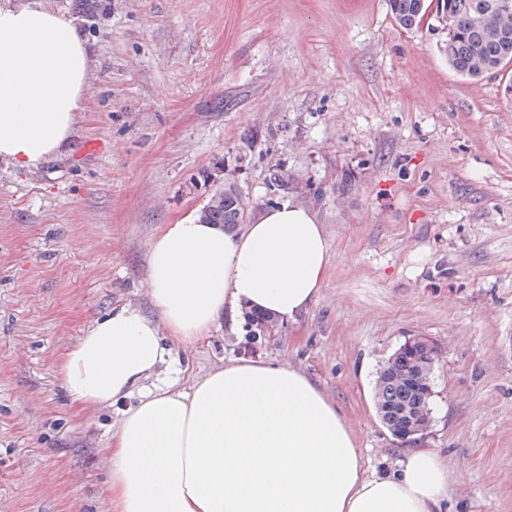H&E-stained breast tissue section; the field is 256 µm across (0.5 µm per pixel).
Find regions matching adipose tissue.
I'll list each match as a JSON object with an SVG mask.
<instances>
[{
  "label": "adipose tissue",
  "instance_id": "obj_1",
  "mask_svg": "<svg viewBox=\"0 0 512 512\" xmlns=\"http://www.w3.org/2000/svg\"><path fill=\"white\" fill-rule=\"evenodd\" d=\"M90 53L46 0H0V160L30 169L70 140ZM330 255L307 208L262 210L232 235L192 216L164 225L148 255L157 319L113 309L59 358L79 406L135 397L103 453L115 512H433L448 468L410 448L367 475L335 404L301 370L237 358L194 379L148 385L165 340L208 336L222 314L295 318L318 298Z\"/></svg>",
  "mask_w": 512,
  "mask_h": 512
}]
</instances>
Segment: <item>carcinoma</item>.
Here are the masks:
<instances>
[{"label":"carcinoma","instance_id":"cac0c4a2","mask_svg":"<svg viewBox=\"0 0 512 512\" xmlns=\"http://www.w3.org/2000/svg\"><path fill=\"white\" fill-rule=\"evenodd\" d=\"M396 22L413 29L423 22L426 0H389ZM448 22L442 52L448 66L476 80L500 72L512 62V0H439ZM198 217L231 233L245 223L247 204L231 184L214 190ZM424 343L413 342L396 357H388L376 372L373 403L391 436L418 429L431 417L429 389L435 362H422Z\"/></svg>","mask_w":512,"mask_h":512}]
</instances>
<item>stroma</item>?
<instances>
[{"label": "stroma", "mask_w": 512, "mask_h": 512, "mask_svg": "<svg viewBox=\"0 0 512 512\" xmlns=\"http://www.w3.org/2000/svg\"><path fill=\"white\" fill-rule=\"evenodd\" d=\"M50 2L91 65L64 155L0 161V512H111L102 450L121 411L74 405L56 363L112 309L155 317L149 243L218 183L255 214L309 208L329 269L274 336L220 320L171 344L159 378L184 386L238 356L296 367L381 475L403 447L376 372L426 338L439 512H512V64L458 76L435 13L406 30L388 0Z\"/></svg>", "instance_id": "obj_1"}]
</instances>
